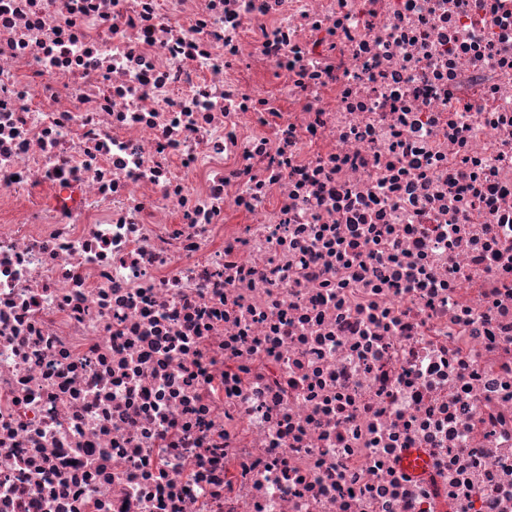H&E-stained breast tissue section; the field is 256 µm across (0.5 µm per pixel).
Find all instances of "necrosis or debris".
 Wrapping results in <instances>:
<instances>
[{
	"label": "necrosis or debris",
	"instance_id": "1",
	"mask_svg": "<svg viewBox=\"0 0 512 512\" xmlns=\"http://www.w3.org/2000/svg\"><path fill=\"white\" fill-rule=\"evenodd\" d=\"M0 512H512V0H0Z\"/></svg>",
	"mask_w": 512,
	"mask_h": 512
}]
</instances>
